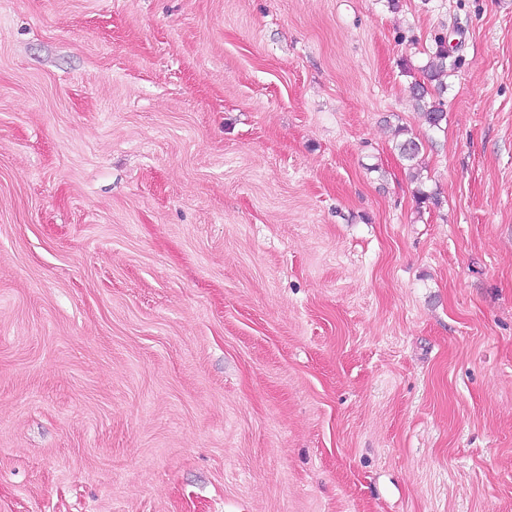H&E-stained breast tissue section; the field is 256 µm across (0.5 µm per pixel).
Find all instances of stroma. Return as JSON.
Returning a JSON list of instances; mask_svg holds the SVG:
<instances>
[{"mask_svg":"<svg viewBox=\"0 0 512 512\" xmlns=\"http://www.w3.org/2000/svg\"><path fill=\"white\" fill-rule=\"evenodd\" d=\"M0 512H512V0H0ZM436 52L429 57L428 62L423 67V71L426 72L429 80L439 79L441 76L448 74L449 69H454L457 65V60H451L448 63V58L451 56L448 53V47L446 46L445 39L438 37ZM427 94L428 91L424 84H414L413 97L422 111L424 122L431 128H440L443 121H446V111L440 101L438 103L426 101Z\"/></svg>","mask_w":512,"mask_h":512,"instance_id":"35a3bbf8","label":"stroma"}]
</instances>
